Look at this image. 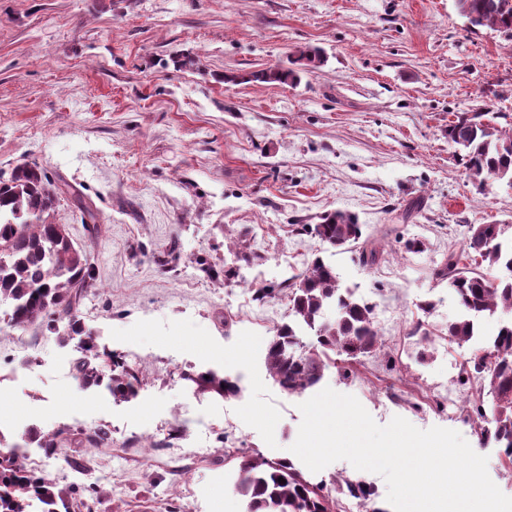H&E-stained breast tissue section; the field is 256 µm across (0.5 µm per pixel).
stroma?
<instances>
[{"mask_svg": "<svg viewBox=\"0 0 512 512\" xmlns=\"http://www.w3.org/2000/svg\"><path fill=\"white\" fill-rule=\"evenodd\" d=\"M304 45L327 60L297 85L222 78L287 64ZM182 54L196 66L175 68ZM488 107L512 128V38L471 28L455 0H0V169L35 162L67 187L50 219L96 271L81 319L141 380L118 401L80 386L77 340L33 327L21 352L1 339L0 417L18 424L7 441L26 425L69 435L54 463L80 512H244L224 451L294 458L305 397L269 378L265 353L288 320L289 279L319 256L372 305L381 336L367 356L336 357L322 386L378 424L400 416L476 444L471 407L493 396L459 365L512 316L449 341L460 309L435 272L470 225L512 236V187L478 190L446 133L457 113ZM334 211L355 218L358 242L333 249L310 233ZM209 367L238 376L242 394L187 381ZM98 428L108 447L73 442ZM148 431L196 452L170 456Z\"/></svg>", "mask_w": 512, "mask_h": 512, "instance_id": "stroma-1", "label": "stroma"}]
</instances>
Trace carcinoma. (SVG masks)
Masks as SVG:
<instances>
[{
    "mask_svg": "<svg viewBox=\"0 0 512 512\" xmlns=\"http://www.w3.org/2000/svg\"><path fill=\"white\" fill-rule=\"evenodd\" d=\"M471 28L496 27L512 37V0H456ZM326 61L316 47L295 51L290 66H269L249 72L224 74L233 84L294 85L301 74L311 73ZM483 114L462 112L448 125V141L459 149L460 161L470 178L484 188L489 181H507L512 187V130L501 131L482 120ZM61 197L46 170L35 162L14 166L0 175V322L25 331L39 324L64 340L80 337L81 356L74 370L84 389L105 386L112 397L129 401L137 396L139 377L111 353L100 354L96 334L85 328L80 305L85 293L96 287L86 253L76 247L62 225L48 221ZM315 236L332 248H341L361 236L360 225L344 212L321 217L312 228ZM500 224L470 227L464 250L450 254L438 269L439 280L448 281L465 317L448 324V338L457 343L476 335L474 317L512 309V240L503 239ZM477 256L485 270L470 268L465 261ZM291 320L277 326L266 353L269 376L288 394H301L317 385L329 367V353L351 359L374 351L381 337L374 326L373 307L340 287L336 269L314 259L297 276L288 293ZM64 329H59V324ZM314 332L316 343L305 348L299 330ZM486 357L466 361L462 376L488 383L495 404L491 412L477 404L476 433L483 445L494 443L512 453V322L500 327ZM191 380L202 392L237 397V382L216 370ZM23 436L51 456L59 451V435L27 428ZM236 459L233 490L247 501L246 512H332L333 498L311 482L289 461H271L242 451L224 459ZM285 482L278 481V478ZM336 491L377 501L375 489L341 478ZM66 493L44 474L28 469L14 454L0 451V512H59Z\"/></svg>",
    "mask_w": 512,
    "mask_h": 512,
    "instance_id": "carcinoma-1",
    "label": "carcinoma"
}]
</instances>
